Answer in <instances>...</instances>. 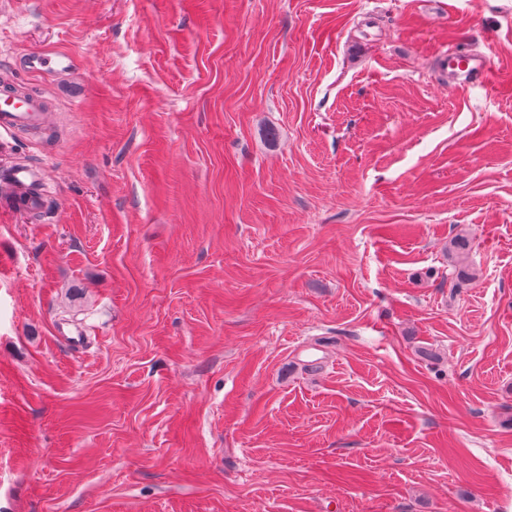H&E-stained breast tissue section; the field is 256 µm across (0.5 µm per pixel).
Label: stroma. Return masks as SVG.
Returning a JSON list of instances; mask_svg holds the SVG:
<instances>
[{
    "label": "stroma",
    "instance_id": "stroma-1",
    "mask_svg": "<svg viewBox=\"0 0 512 512\" xmlns=\"http://www.w3.org/2000/svg\"><path fill=\"white\" fill-rule=\"evenodd\" d=\"M455 44L512 77V0H0L51 124L0 154V512H512V88ZM438 67L443 71L448 68L463 82L455 86L457 90H466L477 79L480 83L489 84L494 74L491 57L486 53H473L468 50H461L449 47L439 52ZM13 187L17 196V206L11 212H31L39 209L40 195L35 187L37 175L33 168L27 166H15L4 175ZM471 249V242L468 236L464 234H457L450 242V254L453 262L456 264L457 276L460 278H467L470 276L468 266L465 261Z\"/></svg>",
    "mask_w": 512,
    "mask_h": 512
}]
</instances>
